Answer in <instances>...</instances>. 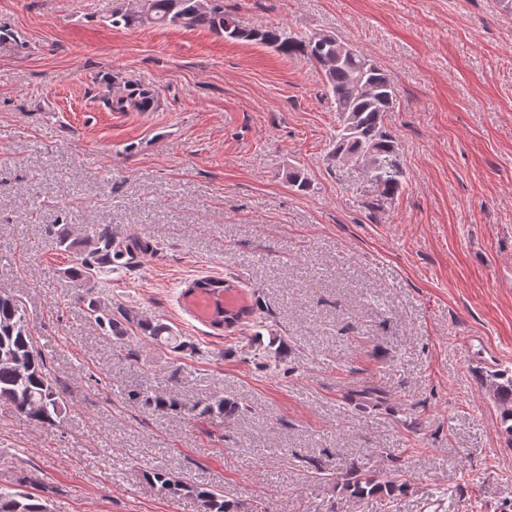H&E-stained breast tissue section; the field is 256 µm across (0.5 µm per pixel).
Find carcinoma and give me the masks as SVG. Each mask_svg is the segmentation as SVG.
<instances>
[{"label": "carcinoma", "instance_id": "obj_1", "mask_svg": "<svg viewBox=\"0 0 512 512\" xmlns=\"http://www.w3.org/2000/svg\"><path fill=\"white\" fill-rule=\"evenodd\" d=\"M151 16L145 18L138 9L112 12V25L125 28L156 25L194 27L204 25L228 39L253 41L274 49L289 58L302 57L320 73L325 95L335 105L339 129L331 152L332 159L352 160L361 169L369 185L367 206L380 208L394 198L405 182L400 162V144L385 126V114L396 105L397 95L391 75L375 64L364 52L336 60V36L311 35L299 38L279 26L264 29L248 28L234 16L224 14L223 8L207 0H149ZM147 96L132 91L111 100V107L125 112L142 107ZM48 233L56 240L59 250L69 252L76 242L70 239L68 225L55 224ZM77 259L66 270L69 278L88 280L105 267L117 263L121 251H112V227L95 225L87 230L81 241ZM233 286L220 279L189 283L182 291L183 299L209 296L215 299V313L207 318L211 326L229 329L251 314V308L241 305L232 311L220 306L221 296ZM87 305L95 321L108 325L112 335L126 336L130 327L151 341L179 350L183 342L163 323H152L133 312L118 317L102 308L101 303L88 296H78ZM488 386L500 405V429L512 442V371L496 370L488 374ZM135 399L156 411L182 410L195 418L212 420L235 414L237 406L222 396L206 397L190 405L177 402L156 392H142ZM0 401L30 423L55 427L69 412L63 393L49 380L44 360L32 343L29 326L19 313L16 301L0 294ZM159 490L175 498L184 493L195 497L200 512H238V505L224 499L223 491L190 485L163 472L150 473ZM392 481L379 475H369L353 468L346 473L342 487L349 496L364 498L390 491ZM0 512H47L42 498L27 490L0 485Z\"/></svg>", "mask_w": 512, "mask_h": 512}]
</instances>
